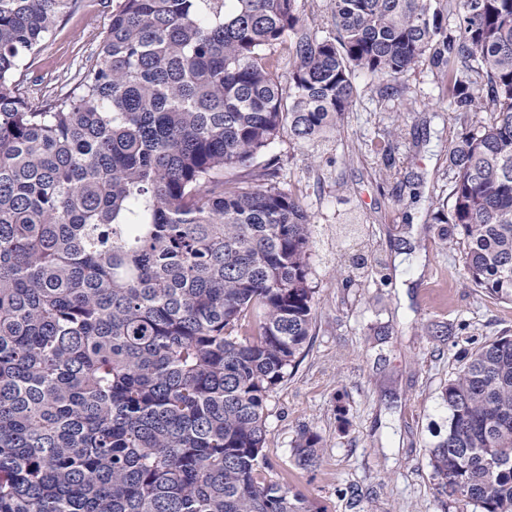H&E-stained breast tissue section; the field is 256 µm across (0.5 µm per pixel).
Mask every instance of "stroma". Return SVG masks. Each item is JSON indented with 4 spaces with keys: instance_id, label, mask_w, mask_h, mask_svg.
Here are the masks:
<instances>
[{
    "instance_id": "stroma-1",
    "label": "stroma",
    "mask_w": 512,
    "mask_h": 512,
    "mask_svg": "<svg viewBox=\"0 0 512 512\" xmlns=\"http://www.w3.org/2000/svg\"><path fill=\"white\" fill-rule=\"evenodd\" d=\"M113 0H81L25 72L37 105L69 88L102 42ZM340 127L307 143L281 134L256 161L313 222L316 315L293 373L266 401L267 478L326 512H457L434 489L430 449L447 431L442 390L473 342L512 334V302L470 288L460 254L431 215L448 199L458 135L429 66L383 91L357 73ZM322 438L296 467L302 429ZM322 451V439L316 432L304 429L295 440L293 456L295 464L301 469L316 466Z\"/></svg>"
}]
</instances>
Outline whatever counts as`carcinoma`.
<instances>
[{
  "label": "carcinoma",
  "mask_w": 512,
  "mask_h": 512,
  "mask_svg": "<svg viewBox=\"0 0 512 512\" xmlns=\"http://www.w3.org/2000/svg\"><path fill=\"white\" fill-rule=\"evenodd\" d=\"M78 2L0 0V512H322L263 477L266 400L315 319L311 218L224 171L337 127L355 72L389 89L426 62L461 128L432 221L512 301V0H329L323 38L296 0H117L35 107L23 62ZM442 397L438 493L512 512V335ZM321 451L304 429L295 464Z\"/></svg>",
  "instance_id": "1"
}]
</instances>
